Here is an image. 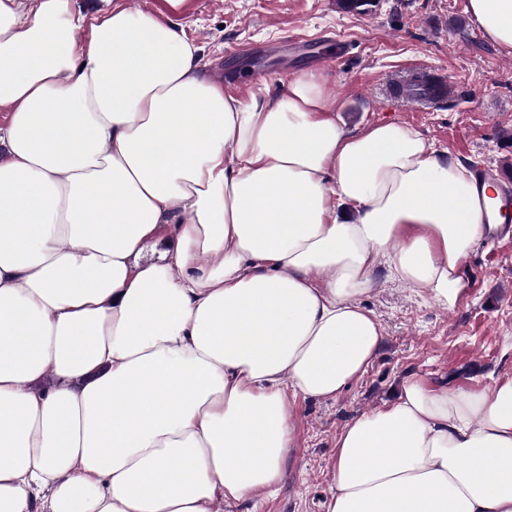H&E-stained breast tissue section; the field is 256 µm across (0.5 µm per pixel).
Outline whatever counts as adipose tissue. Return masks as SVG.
<instances>
[{"label": "adipose tissue", "instance_id": "obj_1", "mask_svg": "<svg viewBox=\"0 0 512 512\" xmlns=\"http://www.w3.org/2000/svg\"><path fill=\"white\" fill-rule=\"evenodd\" d=\"M166 2L0 0V512L274 492L296 398L375 357L378 264L451 306L488 231V187L418 130L347 131L311 72L226 93ZM470 10L511 52L512 0ZM332 480L324 512H512V379L405 377L338 434ZM112 5L156 15L168 13L169 10L166 0H112Z\"/></svg>", "mask_w": 512, "mask_h": 512}]
</instances>
